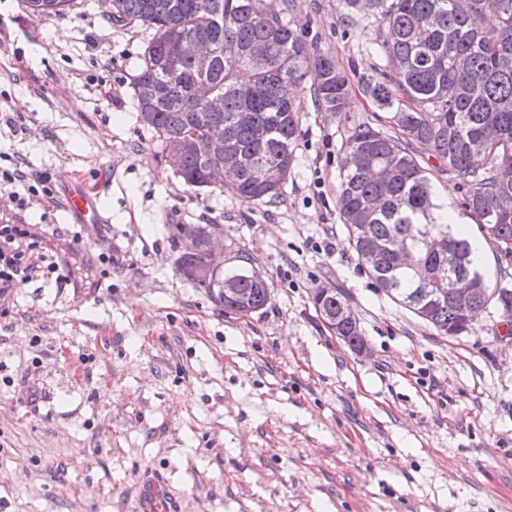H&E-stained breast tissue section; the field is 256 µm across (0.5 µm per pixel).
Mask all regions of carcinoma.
<instances>
[{"label": "carcinoma", "instance_id": "1", "mask_svg": "<svg viewBox=\"0 0 512 512\" xmlns=\"http://www.w3.org/2000/svg\"><path fill=\"white\" fill-rule=\"evenodd\" d=\"M42 21L75 9L77 0H24ZM111 21L139 23L152 31L135 82L150 80L159 98L138 103L144 124L167 150L193 139L183 152L177 173L184 184L205 186L211 158L206 137H224L229 151L248 152L255 163L229 187L244 203L274 199L281 194L292 162V145L301 121L293 84L312 66L317 71L316 101L327 110L343 112L348 81L336 61L314 55L302 32L283 17L267 11L265 0H113ZM345 0L356 11L372 8L385 29L380 48L386 70L364 81V92L378 106L392 110L395 134L369 126L356 129L346 142L349 153L363 155L360 168L343 177L341 214L350 241L378 285L442 335L465 331L472 312L486 306L481 295L464 305L454 300L434 303L433 282L455 288L485 283L473 259V244L433 216L439 209L418 159V146L433 156L462 185L472 186L463 202L479 226L503 247L512 261V181L497 179L494 166L512 162V0ZM207 39L215 56L202 70L188 50L190 42ZM265 47L268 65L253 68L247 50ZM206 86L224 99V111H211L198 91ZM246 85L252 95L238 96ZM482 144L488 166L473 152ZM407 244L421 259L417 270L397 263V246ZM464 259L448 270V251ZM224 275L236 280L240 306L199 284L228 311L248 315L270 299L267 283L253 279L246 268ZM321 302L324 324L336 319L335 335L361 345L364 338L344 297L333 292Z\"/></svg>", "mask_w": 512, "mask_h": 512}]
</instances>
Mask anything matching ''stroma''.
<instances>
[{
    "mask_svg": "<svg viewBox=\"0 0 512 512\" xmlns=\"http://www.w3.org/2000/svg\"><path fill=\"white\" fill-rule=\"evenodd\" d=\"M274 2L335 58L349 104L326 111L312 78L297 84L288 180L244 203L186 186L144 125L133 82L149 30L111 22L98 0L45 21L0 0V224L37 225L58 265L0 300V512H133L147 468L187 512H512L500 305L438 335L378 286L342 222L349 135L390 129L361 83L385 68L379 19L344 0ZM17 169L33 187L5 181ZM426 175L482 239L448 170L433 159ZM103 176L108 223H72L64 186ZM180 225L205 227L229 266L259 268L268 304L240 316L186 279ZM324 287L346 299L366 354L325 327L312 301Z\"/></svg>",
    "mask_w": 512,
    "mask_h": 512,
    "instance_id": "1",
    "label": "stroma"
}]
</instances>
